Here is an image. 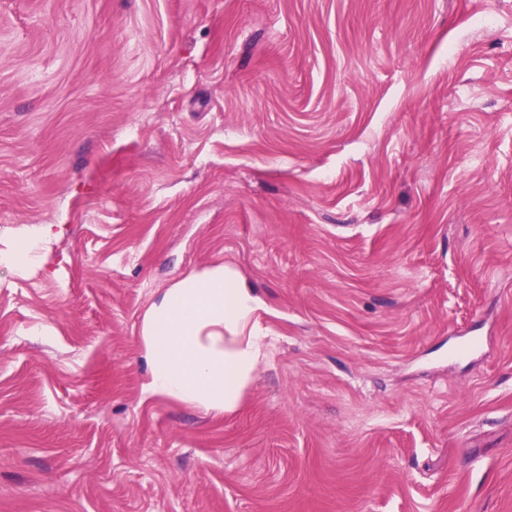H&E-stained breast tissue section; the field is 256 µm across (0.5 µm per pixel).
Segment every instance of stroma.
<instances>
[{"label":"stroma","instance_id":"stroma-1","mask_svg":"<svg viewBox=\"0 0 512 512\" xmlns=\"http://www.w3.org/2000/svg\"><path fill=\"white\" fill-rule=\"evenodd\" d=\"M0 512H512V0H0ZM217 260L268 363L144 399ZM54 224H39L13 237L0 248V266L25 267L36 263L41 251L54 237Z\"/></svg>","mask_w":512,"mask_h":512}]
</instances>
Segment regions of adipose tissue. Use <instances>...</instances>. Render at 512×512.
<instances>
[{"label": "adipose tissue", "mask_w": 512, "mask_h": 512, "mask_svg": "<svg viewBox=\"0 0 512 512\" xmlns=\"http://www.w3.org/2000/svg\"><path fill=\"white\" fill-rule=\"evenodd\" d=\"M50 224L33 226L0 248V266L36 263L54 237ZM267 305L235 268L206 264L165 288L140 328L145 397H162L201 412H234L271 343L260 324Z\"/></svg>", "instance_id": "adipose-tissue-1"}]
</instances>
